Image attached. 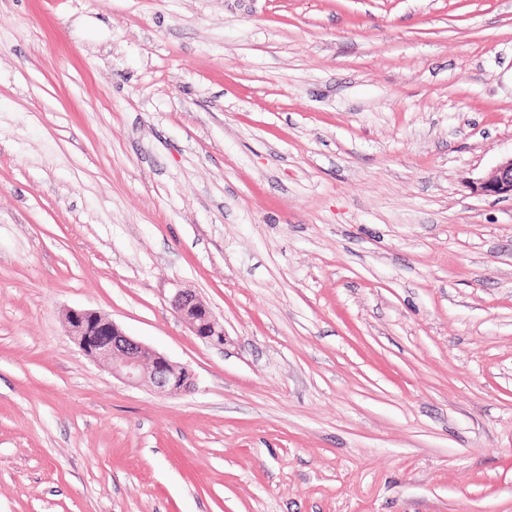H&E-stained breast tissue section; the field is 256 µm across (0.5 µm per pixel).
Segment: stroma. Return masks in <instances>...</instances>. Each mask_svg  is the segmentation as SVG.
I'll return each instance as SVG.
<instances>
[{
	"instance_id": "35a3bbf8",
	"label": "stroma",
	"mask_w": 512,
	"mask_h": 512,
	"mask_svg": "<svg viewBox=\"0 0 512 512\" xmlns=\"http://www.w3.org/2000/svg\"><path fill=\"white\" fill-rule=\"evenodd\" d=\"M509 154L512 0H0V512H512ZM474 188L484 196L512 199V154L502 158L488 176L476 182ZM169 302L174 312L195 336L214 345L223 344V324L198 295L188 289L179 288L171 295ZM66 316L69 336L86 356L106 365L112 377L131 386L147 383L171 396L193 389L188 368L131 338L107 315L73 309Z\"/></svg>"
}]
</instances>
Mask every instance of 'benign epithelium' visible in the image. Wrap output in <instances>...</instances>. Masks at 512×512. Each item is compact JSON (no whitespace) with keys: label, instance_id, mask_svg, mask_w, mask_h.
Masks as SVG:
<instances>
[{"label":"benign epithelium","instance_id":"benign-epithelium-1","mask_svg":"<svg viewBox=\"0 0 512 512\" xmlns=\"http://www.w3.org/2000/svg\"><path fill=\"white\" fill-rule=\"evenodd\" d=\"M474 188L484 196L512 199V155L502 158ZM169 302L195 336L214 345L224 344L223 324L198 295L179 288ZM67 324L68 333L80 350L107 366L112 377L131 386L147 383L171 396L193 389V376L188 368L131 338L107 315L96 310L73 309L67 313Z\"/></svg>","mask_w":512,"mask_h":512}]
</instances>
